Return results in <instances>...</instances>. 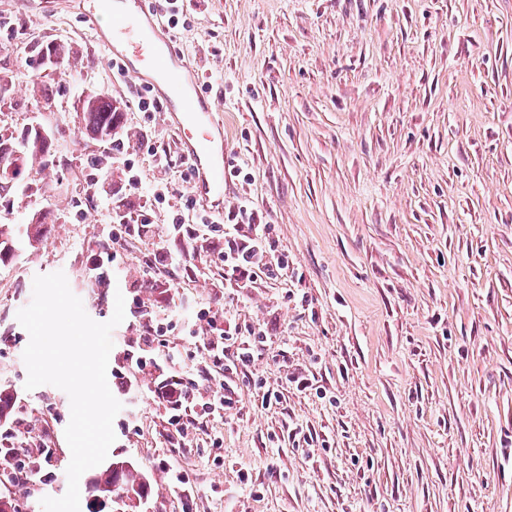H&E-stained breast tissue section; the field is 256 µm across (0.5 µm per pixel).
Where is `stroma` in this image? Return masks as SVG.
Instances as JSON below:
<instances>
[{"label": "stroma", "instance_id": "stroma-1", "mask_svg": "<svg viewBox=\"0 0 512 512\" xmlns=\"http://www.w3.org/2000/svg\"><path fill=\"white\" fill-rule=\"evenodd\" d=\"M184 10L189 25L173 35L224 111V205L250 200L272 227L268 261L288 266L236 291L206 249L167 236L193 195L167 113L131 107L133 83L113 76L64 0H0V135L39 126L51 139L50 159L21 156L0 195V224L45 221L41 242L14 243L0 262V390L14 400L10 419L28 421L27 451L50 449L51 460L33 482L0 483V499L42 512L43 497L67 490L70 400L49 384L25 389L29 336L16 314L35 276L61 271L90 318L112 317L155 246L127 242L108 287L87 259L108 240L111 189L134 174L158 244L189 252L154 278L175 289L171 350L193 351L187 321L209 305L274 328L238 370L236 406L182 438L150 376L134 372L127 345L141 318L126 309L107 371L122 405L109 453L145 474L139 512H512V0H184ZM28 42L67 52L52 98L34 87L46 61L8 53ZM103 87L121 106L116 149L80 132L83 97ZM152 143L170 164L156 163ZM160 181L174 194L158 204ZM297 372L312 389L289 385ZM268 388L279 403L263 405Z\"/></svg>", "mask_w": 512, "mask_h": 512}]
</instances>
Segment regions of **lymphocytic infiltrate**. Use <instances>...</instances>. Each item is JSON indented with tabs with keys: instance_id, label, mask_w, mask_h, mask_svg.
I'll use <instances>...</instances> for the list:
<instances>
[{
	"instance_id": "lymphocytic-infiltrate-1",
	"label": "lymphocytic infiltrate",
	"mask_w": 512,
	"mask_h": 512,
	"mask_svg": "<svg viewBox=\"0 0 512 512\" xmlns=\"http://www.w3.org/2000/svg\"><path fill=\"white\" fill-rule=\"evenodd\" d=\"M171 231L193 242H210L212 261L223 267L228 287L244 289L257 280L269 227L262 224L250 201H241L221 217L205 211L193 212L188 218L175 215ZM153 235L152 225L133 205H126L116 213L111 245L91 260L99 285L111 282L109 271L117 257L115 244L130 239L143 241ZM137 307L143 322L133 352L136 369L139 373L153 375L151 392L155 403L164 408L169 425L184 434L196 419L215 417L233 408L238 396L234 377L239 367L253 361L256 341L267 338V331H260L255 338L242 336L237 330L225 327L223 307L200 309L197 316L205 322L206 328L197 335L195 348L205 362L204 367L193 378L176 371L161 373L157 370L158 359L170 353L162 335V324L174 313V297L169 294L150 302L141 300Z\"/></svg>"
}]
</instances>
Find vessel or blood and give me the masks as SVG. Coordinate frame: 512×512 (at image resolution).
Listing matches in <instances>:
<instances>
[{"instance_id":"obj_1","label":"vessel or blood","mask_w":512,"mask_h":512,"mask_svg":"<svg viewBox=\"0 0 512 512\" xmlns=\"http://www.w3.org/2000/svg\"><path fill=\"white\" fill-rule=\"evenodd\" d=\"M104 53L134 82L153 91L180 134L194 171L193 189L209 212L224 210V117L199 92L203 74L177 47L151 0H75Z\"/></svg>"}]
</instances>
